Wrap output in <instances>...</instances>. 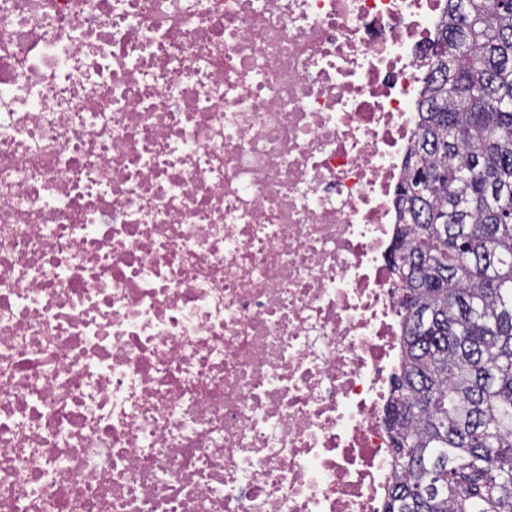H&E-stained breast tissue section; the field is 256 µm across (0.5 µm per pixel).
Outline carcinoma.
<instances>
[{
  "label": "carcinoma",
  "mask_w": 512,
  "mask_h": 512,
  "mask_svg": "<svg viewBox=\"0 0 512 512\" xmlns=\"http://www.w3.org/2000/svg\"><path fill=\"white\" fill-rule=\"evenodd\" d=\"M447 2L398 193L384 512H512V0Z\"/></svg>",
  "instance_id": "obj_1"
}]
</instances>
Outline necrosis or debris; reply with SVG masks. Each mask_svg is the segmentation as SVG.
I'll return each mask as SVG.
<instances>
[{
	"label": "necrosis or debris",
	"instance_id": "necrosis-or-debris-1",
	"mask_svg": "<svg viewBox=\"0 0 512 512\" xmlns=\"http://www.w3.org/2000/svg\"><path fill=\"white\" fill-rule=\"evenodd\" d=\"M446 8L0 0V512H384Z\"/></svg>",
	"mask_w": 512,
	"mask_h": 512
}]
</instances>
